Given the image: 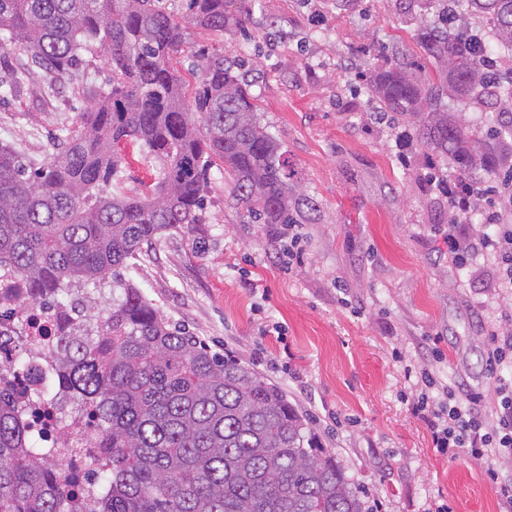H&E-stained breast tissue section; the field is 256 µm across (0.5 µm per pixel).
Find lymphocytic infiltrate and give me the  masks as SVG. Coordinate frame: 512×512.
<instances>
[{
    "label": "lymphocytic infiltrate",
    "mask_w": 512,
    "mask_h": 512,
    "mask_svg": "<svg viewBox=\"0 0 512 512\" xmlns=\"http://www.w3.org/2000/svg\"><path fill=\"white\" fill-rule=\"evenodd\" d=\"M488 233L462 240L449 238L453 259L476 255L490 260L495 268L494 286L512 292V187L501 192L499 210L486 213ZM421 392L413 410L427 423L432 442L450 457L467 455L494 459L512 454V380H500L493 412H486L479 394L463 383H440L434 372L421 369Z\"/></svg>",
    "instance_id": "f902f5d3"
}]
</instances>
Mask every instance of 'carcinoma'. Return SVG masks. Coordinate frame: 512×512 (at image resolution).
Instances as JSON below:
<instances>
[{
	"label": "carcinoma",
	"instance_id": "1",
	"mask_svg": "<svg viewBox=\"0 0 512 512\" xmlns=\"http://www.w3.org/2000/svg\"><path fill=\"white\" fill-rule=\"evenodd\" d=\"M481 21L496 54L477 58L468 34L416 26L432 78L397 58L371 77L379 118L408 126L479 203L472 174H503L512 124L472 126L443 99L512 112V0H446ZM246 0H0V99L20 91L28 70L7 64L26 54L50 79L81 75L94 42L112 73L58 157L28 173L0 147V275L17 276L29 298L54 309L43 389L19 390L0 366V512H367L360 491L309 419L275 385L237 358L169 323L122 270L142 246L199 221L203 187L223 168L231 194L262 224H296L302 199L280 141L263 126L252 69L200 54L203 75L183 92L174 54L186 30L246 29ZM160 160L147 194L109 191L121 178V143ZM89 411V447L102 495L86 502L53 448L27 431L22 399Z\"/></svg>",
	"mask_w": 512,
	"mask_h": 512
}]
</instances>
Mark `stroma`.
I'll return each mask as SVG.
<instances>
[{"label":"stroma","mask_w":512,"mask_h":512,"mask_svg":"<svg viewBox=\"0 0 512 512\" xmlns=\"http://www.w3.org/2000/svg\"><path fill=\"white\" fill-rule=\"evenodd\" d=\"M415 0H251L246 33L190 31L176 66L186 88L203 49L258 65V116L282 143L313 221L297 225L300 254L281 252L279 227L251 221L220 172L201 223L163 233L126 271L172 324L229 352L307 414L378 512H505L483 461L437 452L413 414L415 381L430 368L496 403L484 360L490 332L512 334V294L491 286L483 257L456 264L449 236L481 231L479 210L450 218L429 182L430 159L392 121L372 118L367 76L394 58L422 69ZM90 106L74 80L40 70L0 102V145L34 163L53 159ZM124 188L149 192L154 160L120 146ZM438 341L435 361L425 343Z\"/></svg>","instance_id":"obj_1"}]
</instances>
